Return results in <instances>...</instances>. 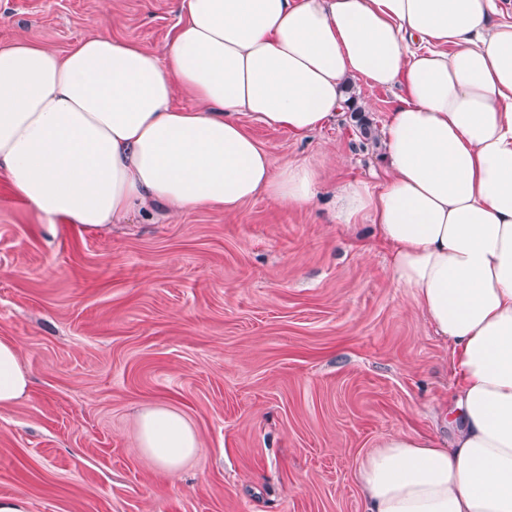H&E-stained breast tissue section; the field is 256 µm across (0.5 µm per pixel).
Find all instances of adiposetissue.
<instances>
[{
    "label": "adipose tissue",
    "mask_w": 512,
    "mask_h": 512,
    "mask_svg": "<svg viewBox=\"0 0 512 512\" xmlns=\"http://www.w3.org/2000/svg\"><path fill=\"white\" fill-rule=\"evenodd\" d=\"M165 57L99 34L66 54L0 46V171L54 224L100 229L152 206L227 210L258 193L304 208L316 172L274 165L240 122L296 136L350 79L402 98L389 177L336 190V219L371 220L396 284L448 342L453 438L383 435L359 461L365 512H512V23L494 0H181ZM193 108H175L178 94ZM28 379L0 340V407ZM141 448L170 472L197 446L147 408Z\"/></svg>",
    "instance_id": "obj_1"
}]
</instances>
